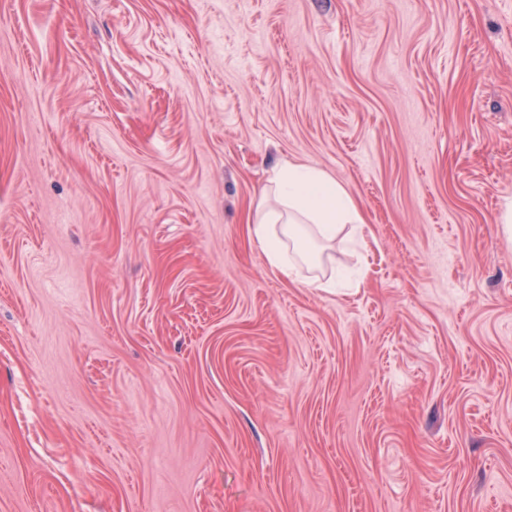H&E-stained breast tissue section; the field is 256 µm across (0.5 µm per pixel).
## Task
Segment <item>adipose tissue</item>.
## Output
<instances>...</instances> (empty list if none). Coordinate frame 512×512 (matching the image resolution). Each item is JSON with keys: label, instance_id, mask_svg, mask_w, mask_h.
I'll return each mask as SVG.
<instances>
[{"label": "adipose tissue", "instance_id": "obj_1", "mask_svg": "<svg viewBox=\"0 0 512 512\" xmlns=\"http://www.w3.org/2000/svg\"><path fill=\"white\" fill-rule=\"evenodd\" d=\"M272 183L276 203L257 213L249 233L268 263L284 276L310 261L315 241L334 240L341 226L365 222L346 189L317 167L279 169Z\"/></svg>", "mask_w": 512, "mask_h": 512}]
</instances>
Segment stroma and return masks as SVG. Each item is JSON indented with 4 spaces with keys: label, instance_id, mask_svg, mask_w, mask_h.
<instances>
[{
    "label": "stroma",
    "instance_id": "stroma-1",
    "mask_svg": "<svg viewBox=\"0 0 512 512\" xmlns=\"http://www.w3.org/2000/svg\"><path fill=\"white\" fill-rule=\"evenodd\" d=\"M509 200L512 0H0V512H512ZM271 182L276 205L257 213L249 233L268 263L287 278L298 273L300 261H311L316 240H334L343 224H366L346 189L317 167L288 165Z\"/></svg>",
    "mask_w": 512,
    "mask_h": 512
}]
</instances>
